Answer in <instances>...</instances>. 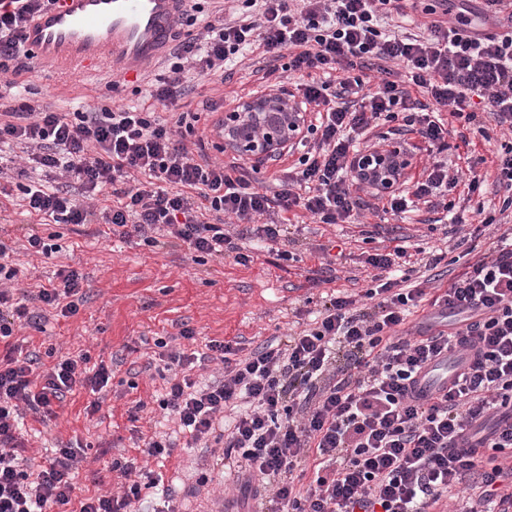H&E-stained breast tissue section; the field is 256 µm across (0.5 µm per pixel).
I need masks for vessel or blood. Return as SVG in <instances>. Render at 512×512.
<instances>
[{"instance_id":"b4317fda","label":"vessel or blood","mask_w":512,"mask_h":512,"mask_svg":"<svg viewBox=\"0 0 512 512\" xmlns=\"http://www.w3.org/2000/svg\"><path fill=\"white\" fill-rule=\"evenodd\" d=\"M182 10V0H59L27 27L26 43L63 70L102 66L128 75L168 52ZM454 373L452 362H442L417 388L433 392Z\"/></svg>"}]
</instances>
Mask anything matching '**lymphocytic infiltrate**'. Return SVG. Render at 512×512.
Returning <instances> with one entry per match:
<instances>
[{
	"mask_svg": "<svg viewBox=\"0 0 512 512\" xmlns=\"http://www.w3.org/2000/svg\"><path fill=\"white\" fill-rule=\"evenodd\" d=\"M57 0H0V89L37 62L22 33ZM249 10L222 7L167 53L166 74L146 91L153 107L121 105L92 112H54L20 102L0 109V148L22 146L20 174L29 214L47 224H109L120 237L157 245L165 237L194 252L233 255L247 264L241 241L283 245L299 212L321 224H348L366 202L369 176L356 156L375 120L391 134H413L448 146L457 119L463 147L488 138L487 122L512 132V0H484L479 19H445L421 0H248ZM421 11L424 34L396 30L393 17ZM266 58L260 77L278 89V71L306 76L301 107L316 106L297 145L302 153L271 184L253 178L242 158L212 157L198 125L219 102L181 110L191 79H213L252 53ZM167 110L160 117L155 105ZM458 175L434 161L421 180L382 205L401 217ZM111 191V206L96 199ZM275 214L277 222L265 223ZM0 241V342L17 326L36 325L31 301L76 314L82 276L64 270L58 283L14 296L18 277ZM409 256L399 244L370 254L374 287L362 296L328 295L313 327L239 356L232 342L212 340L200 354L167 355L171 376L160 402L192 442L224 446L268 492L274 512H434L456 486L478 489L448 512H512V242L467 261L446 287H402L396 273ZM456 315L448 329L427 319ZM421 324H411L413 316ZM461 364L448 386L427 395L414 387L451 356ZM220 361L221 381L196 387L191 365ZM88 354L41 370L31 352L0 357V512H129L142 486L161 474L136 459H113L120 495L75 498L84 448L54 449L32 468L20 432L22 409L55 417L75 392L100 393L112 370Z\"/></svg>",
	"mask_w": 512,
	"mask_h": 512,
	"instance_id": "obj_1",
	"label": "lymphocytic infiltrate"
}]
</instances>
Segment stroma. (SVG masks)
I'll return each mask as SVG.
<instances>
[{
	"label": "stroma",
	"instance_id": "stroma-1",
	"mask_svg": "<svg viewBox=\"0 0 512 512\" xmlns=\"http://www.w3.org/2000/svg\"><path fill=\"white\" fill-rule=\"evenodd\" d=\"M258 66L257 56L252 55L233 67L225 83L193 81L185 105L194 110L203 100L220 98L225 110L234 109L237 99H248L256 90ZM160 72L156 62L117 78L104 70L63 72L44 63L18 76L17 82L33 92L35 101L57 111L90 112L139 101L147 77ZM20 196L12 183L0 192V240L22 238L32 227L59 236L52 256L21 247L11 253L20 287L48 284L58 272L70 269L81 272L84 280L83 302L76 314L63 317L46 310L40 329L18 328L17 339L23 350L46 353L49 366L55 358L82 351L92 363L112 366V379L94 415H87L90 396L82 391L67 397L57 420L49 424L26 417L29 453L39 458L45 449L69 442L88 447L78 480L84 496L120 493L121 482L109 471L119 455L138 457L149 469L161 470L174 489L170 501L160 500L155 489H145L132 504L134 512H159L166 505L172 512H216L231 466L221 448L188 447L176 420L160 408L169 373L159 358L156 339H164L172 350L200 351L215 339L239 342L250 351L271 338L305 329L326 294L368 287L370 271L363 266L367 254L389 246L395 238L429 252H444L436 269L442 283H449L464 266L460 236L447 233L440 207L432 212L421 209L403 220L381 221L368 211L351 224H319L307 218L289 229V260L259 248L253 250L251 262L241 265L233 257H210L171 241L156 247L136 238L125 241L104 224H43L24 211ZM446 201L455 211L466 212L474 225L479 222L476 209L488 215L500 209V197L488 183L472 194L466 186H457ZM433 216L439 219L434 226L429 223ZM377 223L383 226L380 235L364 240V232ZM321 244L341 253L331 281L325 283L318 280L316 249ZM185 328L193 329V339L182 337ZM159 434L176 437L174 452L163 460L141 455L140 444Z\"/></svg>",
	"mask_w": 512,
	"mask_h": 512
}]
</instances>
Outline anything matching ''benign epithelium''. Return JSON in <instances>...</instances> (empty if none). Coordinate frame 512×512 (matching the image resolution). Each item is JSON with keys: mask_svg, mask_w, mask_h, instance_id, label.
Wrapping results in <instances>:
<instances>
[{"mask_svg": "<svg viewBox=\"0 0 512 512\" xmlns=\"http://www.w3.org/2000/svg\"><path fill=\"white\" fill-rule=\"evenodd\" d=\"M300 124L286 99L267 97L245 102L240 110L224 113V149L263 165L288 152V146L299 137ZM397 162L411 163L409 151L398 142L384 144L360 158L363 171L375 174L374 189L382 195L398 186L393 175Z\"/></svg>", "mask_w": 512, "mask_h": 512, "instance_id": "obj_1", "label": "benign epithelium"}]
</instances>
